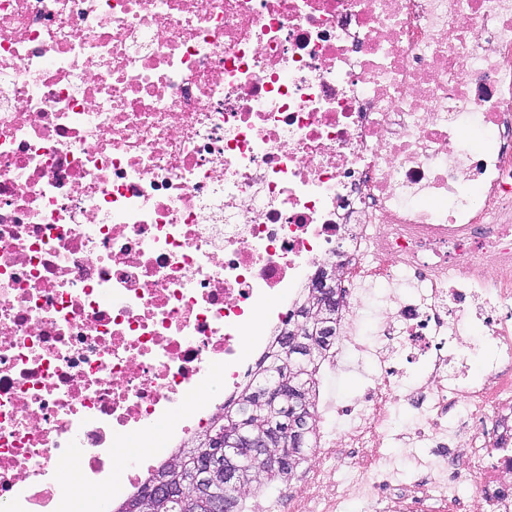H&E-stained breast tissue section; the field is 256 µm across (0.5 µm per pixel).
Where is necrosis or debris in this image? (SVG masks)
Segmentation results:
<instances>
[{
  "mask_svg": "<svg viewBox=\"0 0 512 512\" xmlns=\"http://www.w3.org/2000/svg\"><path fill=\"white\" fill-rule=\"evenodd\" d=\"M330 261L329 367L369 373L289 512H512V0H0L5 512L129 500ZM430 448L406 447L401 442H393L387 448V455L395 469L396 484H409L416 479L417 473L414 468L412 454L426 457Z\"/></svg>",
  "mask_w": 512,
  "mask_h": 512,
  "instance_id": "necrosis-or-debris-1",
  "label": "necrosis or debris"
}]
</instances>
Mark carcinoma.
<instances>
[{"mask_svg": "<svg viewBox=\"0 0 512 512\" xmlns=\"http://www.w3.org/2000/svg\"><path fill=\"white\" fill-rule=\"evenodd\" d=\"M326 279L312 284L308 295L297 309V319L277 338L274 346L256 364V369L237 393L211 418L204 429L195 432L187 442V450L172 455L174 467L169 471L158 470L150 489L136 495L130 504H122L113 512H141L139 502L149 496L151 488L160 481L182 485L187 495L194 471L205 458L208 439L213 438L222 446H242L247 434H261L269 447L286 451L288 461L277 470H265L261 461L244 459L245 468L238 485L226 489L224 481L214 485V491L226 503L225 512H242L241 495L254 490L258 493L273 484L288 480L306 460L308 451L317 445L316 392L320 366L336 345V314L340 303L333 265ZM298 338L305 343L301 350L290 355L285 341ZM307 420L309 431L303 436L289 434L294 421ZM206 499L193 502L175 499L159 508L158 512H208Z\"/></svg>", "mask_w": 512, "mask_h": 512, "instance_id": "1", "label": "carcinoma"}]
</instances>
